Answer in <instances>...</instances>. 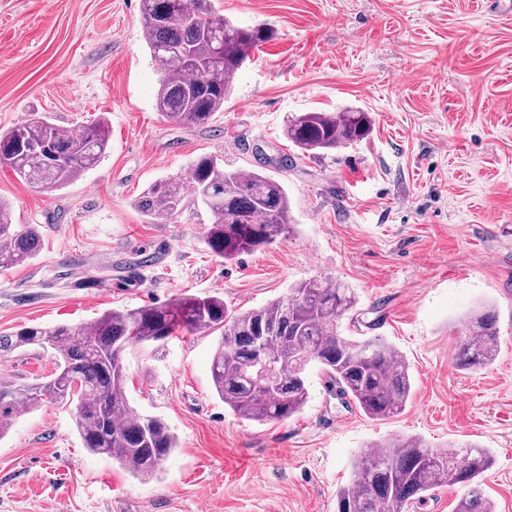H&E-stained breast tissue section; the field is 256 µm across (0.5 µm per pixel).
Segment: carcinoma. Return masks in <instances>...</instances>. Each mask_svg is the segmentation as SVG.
<instances>
[{
	"instance_id": "cac0c4a2",
	"label": "carcinoma",
	"mask_w": 512,
	"mask_h": 512,
	"mask_svg": "<svg viewBox=\"0 0 512 512\" xmlns=\"http://www.w3.org/2000/svg\"><path fill=\"white\" fill-rule=\"evenodd\" d=\"M143 37L162 80L156 108L168 119L193 127L209 125L224 111L237 72L254 50L275 38L266 24L243 28L216 12L212 0H142ZM368 113L301 112L286 121L284 135L304 152L337 150L370 133ZM109 128L97 120L64 130L44 117L29 119L0 134V157L14 173L44 189L63 187L94 167L105 154ZM191 195L210 214L205 243L230 260L292 233L288 192L255 171L226 169L212 156L192 167ZM178 180L154 182L137 202L152 221L172 218L186 207ZM30 225L12 223L0 201V270L23 265L38 253ZM356 305L352 291L310 279L286 297L245 312H232L218 295H182L165 304L112 309L76 327L22 326L0 335V353L28 347L52 349L56 372L43 382L0 381V438L21 408L48 401H76L75 426L89 452L104 455L134 477L149 478L178 448L171 427L155 416L129 412L123 354L135 345L161 343L178 330L220 332L211 379L234 415L257 423L286 421L309 399L308 366L318 365L327 388L353 400L369 419L404 412L413 378L406 358L380 336L355 340L341 334L340 321ZM267 337L259 340L258 329ZM280 369L259 384L250 367L258 342ZM494 312L484 309L458 333L455 365L461 370L491 365L498 354ZM492 466L486 448L470 444L455 452L430 448L415 436L381 443L359 454L348 484L337 492L339 512H408L441 487L463 486L456 512H493L482 478Z\"/></svg>"
}]
</instances>
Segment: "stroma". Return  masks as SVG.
Masks as SVG:
<instances>
[{"mask_svg": "<svg viewBox=\"0 0 512 512\" xmlns=\"http://www.w3.org/2000/svg\"><path fill=\"white\" fill-rule=\"evenodd\" d=\"M239 25L276 36L255 49L205 128L155 109L161 73L143 40L141 0H0V131L48 115L64 129L106 118L100 163L56 190L0 163V200L42 241L0 271V333L78 326L110 308L218 294L256 309L314 278L357 299L344 335L380 336L407 359L412 398L372 421L336 398L318 367L285 422L240 419L213 390L216 335L176 332L124 354L137 414L167 421L178 448L141 481L90 454L73 403L17 416L0 439V512H336L356 455L406 436L490 449L483 479L512 512V0H214ZM368 112L365 138L302 153L283 134L301 112ZM212 155L288 190L287 241L225 260L191 204L148 223L137 201ZM155 258L140 264L142 254ZM495 311V363L452 359L470 314ZM50 352L0 356V378L50 375Z\"/></svg>", "mask_w": 512, "mask_h": 512, "instance_id": "stroma-1", "label": "stroma"}]
</instances>
